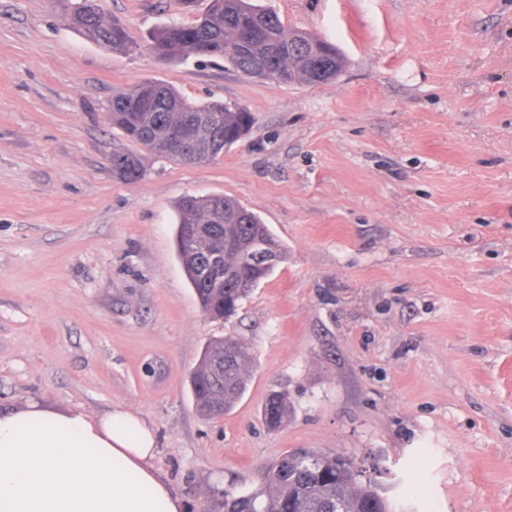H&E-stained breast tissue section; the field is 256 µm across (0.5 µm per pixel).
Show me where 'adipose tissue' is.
<instances>
[{
	"label": "adipose tissue",
	"mask_w": 512,
	"mask_h": 512,
	"mask_svg": "<svg viewBox=\"0 0 512 512\" xmlns=\"http://www.w3.org/2000/svg\"><path fill=\"white\" fill-rule=\"evenodd\" d=\"M156 445L152 425L120 408L0 410V512H184Z\"/></svg>",
	"instance_id": "1"
}]
</instances>
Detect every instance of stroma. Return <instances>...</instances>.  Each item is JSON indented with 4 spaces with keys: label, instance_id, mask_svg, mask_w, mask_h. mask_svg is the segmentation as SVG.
Here are the masks:
<instances>
[{
    "label": "stroma",
    "instance_id": "stroma-1",
    "mask_svg": "<svg viewBox=\"0 0 512 512\" xmlns=\"http://www.w3.org/2000/svg\"><path fill=\"white\" fill-rule=\"evenodd\" d=\"M335 44L333 81L284 85L150 47L179 0H103L133 51L53 0H0V409L139 414L185 512H224L297 449L351 457L396 512H512V0H256ZM256 117L217 160L128 141L107 112L144 80ZM139 155L122 182L112 154ZM235 198L287 259L236 317L205 316L176 201ZM214 336L254 357L222 418L190 372ZM288 395L277 430L270 392ZM289 413L288 395L283 392L272 393L263 406L265 422L273 429L279 428L286 422Z\"/></svg>",
    "mask_w": 512,
    "mask_h": 512
}]
</instances>
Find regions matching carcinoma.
Segmentation results:
<instances>
[{
  "mask_svg": "<svg viewBox=\"0 0 512 512\" xmlns=\"http://www.w3.org/2000/svg\"><path fill=\"white\" fill-rule=\"evenodd\" d=\"M68 17L70 26L86 40L112 50L127 52L132 42L118 19L107 18L97 0H56ZM295 36L300 52L314 49L321 53L322 64L310 68L300 59L288 56V37ZM154 52L165 61H186L201 52L222 57L236 71L260 74L277 83L317 85L336 79L343 59L336 46L304 33L286 31L277 14L261 8L253 0H210V8L192 23L170 22L151 33ZM209 113L220 116V124L197 141L195 150L216 159L224 151V142L236 138L243 126L254 121L244 107L221 101L194 104L173 87L144 80L113 95L109 120L125 136L155 149L151 140L166 130H175L192 118ZM137 171L135 178L119 169L115 174L126 182L143 175L140 159L133 153L118 152ZM214 196H185L176 204L175 230L177 258L193 288L204 314L214 319L233 317L248 292L235 287L227 278L235 267V257L224 256V225H238L237 250L252 254L257 264L267 261L255 248L256 236H264L276 247V264L287 258L286 247L262 223L256 214L236 199L224 197V210L218 223L211 225V238L193 247L186 230L191 224L210 221ZM251 348L225 336L210 341L190 374V388L197 410L207 415L214 408L229 410L244 394L246 366ZM288 395L271 394L263 406L267 425L273 429L288 420ZM261 482L255 489L238 494L224 491V512H392L390 503L363 471L350 459L338 461L328 455L292 452L260 468Z\"/></svg>",
  "mask_w": 512,
  "mask_h": 512,
  "instance_id": "carcinoma-1",
  "label": "carcinoma"
}]
</instances>
